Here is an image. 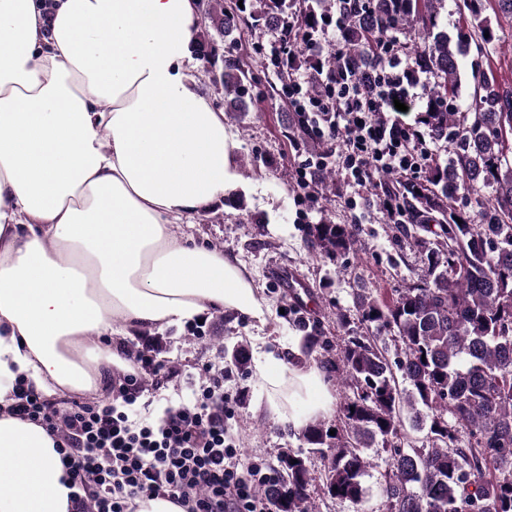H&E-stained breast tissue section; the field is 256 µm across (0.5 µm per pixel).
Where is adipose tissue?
<instances>
[{"label": "adipose tissue", "instance_id": "ef3b65f1", "mask_svg": "<svg viewBox=\"0 0 512 512\" xmlns=\"http://www.w3.org/2000/svg\"><path fill=\"white\" fill-rule=\"evenodd\" d=\"M195 0H0V512H70L53 436L12 418L13 385L93 391L123 340L223 312L268 323L235 254L174 227L234 198L223 113L191 75ZM261 409L330 415L317 363L256 347Z\"/></svg>", "mask_w": 512, "mask_h": 512}]
</instances>
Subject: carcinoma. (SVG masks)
I'll use <instances>...</instances> for the list:
<instances>
[{
	"instance_id": "carcinoma-1",
	"label": "carcinoma",
	"mask_w": 512,
	"mask_h": 512,
	"mask_svg": "<svg viewBox=\"0 0 512 512\" xmlns=\"http://www.w3.org/2000/svg\"><path fill=\"white\" fill-rule=\"evenodd\" d=\"M307 26L324 28L339 12L337 0H301ZM295 0H243L224 10V36L251 19L288 41V10ZM512 19V0H459L461 22L450 35L441 24L445 0H352L339 31L341 56L321 60L361 75L380 67L385 54L375 36L390 37L412 69L433 80L421 101L426 129L435 142H451L445 166L425 182L397 190L396 203L410 214L406 238L425 254L427 275L390 303L358 294L360 329L336 359L323 361L345 390L335 435L323 421L302 429L299 439L327 466L329 496L362 502L368 466L364 449L381 440L390 469L381 495L386 512H512V86L484 65L486 6ZM403 35L405 42L397 40ZM476 49L465 73L460 61ZM299 58L270 60L285 91ZM473 82V117L460 116L454 100L462 80ZM253 80L238 59L224 60L229 107L247 109ZM327 255L361 243L355 224L322 222L310 229ZM383 328L401 344L390 356L373 333ZM426 431L420 446L403 447L404 415ZM274 483L259 488L272 512H318L310 492L308 458L286 449L274 466Z\"/></svg>"
}]
</instances>
